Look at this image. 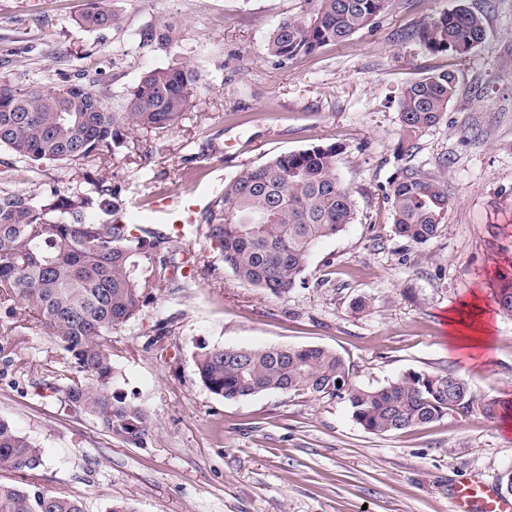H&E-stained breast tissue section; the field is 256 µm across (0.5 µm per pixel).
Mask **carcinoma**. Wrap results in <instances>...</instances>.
Here are the masks:
<instances>
[{
	"label": "carcinoma",
	"instance_id": "cac0c4a2",
	"mask_svg": "<svg viewBox=\"0 0 512 512\" xmlns=\"http://www.w3.org/2000/svg\"><path fill=\"white\" fill-rule=\"evenodd\" d=\"M390 0H300L297 12L279 20L267 42L281 64L348 41L369 28ZM118 15L103 0L75 24L84 31L116 26ZM484 12L465 6L435 15L416 38L429 52L463 59L485 39ZM139 42L175 46L174 29L161 22L138 34ZM200 82L187 63L143 73L122 96L121 109L82 83L26 90L0 78L12 110L0 104V149L33 170L44 162H91L126 147L135 131L175 126ZM457 91L449 70L406 85L400 95L401 139L407 155L417 138L435 125ZM334 144L280 154L246 165L224 183L202 214L224 267L242 282L285 297L304 283L303 272L316 245L354 223L356 202L336 175ZM47 194L0 191V309L10 317L23 309L54 338L85 379L65 388L68 405L97 419L112 436L140 445L152 431L142 405L109 389L114 375L105 336L134 321L154 294L178 286L190 259L181 258L165 229L130 227L121 221L120 190L103 179ZM386 200L394 234L409 244L433 238L450 205L447 188L407 167L391 183ZM97 210L108 216L94 219ZM499 306L512 313V267L499 274ZM196 373L214 395L227 399L267 391L327 395L343 400L365 431L385 435L431 423L452 412H468L476 398L455 373L409 371L381 387L357 385L352 367L335 351L320 347L203 348L194 356ZM342 385L341 392L326 390ZM44 465L28 437L0 419V471L26 473ZM0 512H84L79 500L37 487L0 481Z\"/></svg>",
	"mask_w": 512,
	"mask_h": 512
}]
</instances>
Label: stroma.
<instances>
[{"label": "stroma", "instance_id": "35a3bbf8", "mask_svg": "<svg viewBox=\"0 0 512 512\" xmlns=\"http://www.w3.org/2000/svg\"><path fill=\"white\" fill-rule=\"evenodd\" d=\"M87 0H0V76L15 87L90 85L120 107L149 69L186 61L201 76L178 125L135 132L127 148L84 165L44 164L43 188L102 177L121 191L126 223L167 222V202L206 205L247 164L316 145L338 148L336 174L357 216L321 241L305 283L276 298L225 269L204 223L179 239L194 265L113 331L111 389L143 403L144 445L113 438L61 394L76 369L38 327L0 349V418L43 451L12 482L74 496L84 512H450L449 490L512 468V431L480 409L379 436L336 398L272 391L210 393L193 357L207 347L322 346L379 387L405 372H455L485 401L512 405V315L498 313L488 364L448 340V312L497 305L494 272L512 251V0H391L372 29L278 64L266 45L299 0H106L118 26L84 31ZM486 11V38L459 59L410 34L459 4ZM169 21L176 46L135 39ZM458 84L447 112L401 157L402 88L440 70ZM444 182L451 204L435 237L406 245L383 200L404 166ZM365 299V310L353 308ZM168 333L157 337L158 327Z\"/></svg>", "mask_w": 512, "mask_h": 512}]
</instances>
